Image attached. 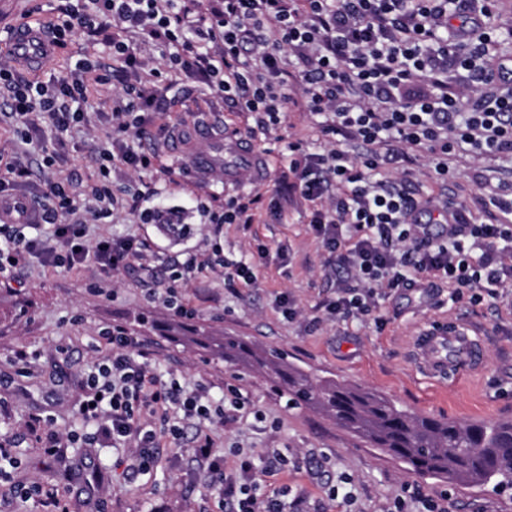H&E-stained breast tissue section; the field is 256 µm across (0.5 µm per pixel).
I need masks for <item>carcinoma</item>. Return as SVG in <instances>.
<instances>
[{
  "instance_id": "carcinoma-1",
  "label": "carcinoma",
  "mask_w": 512,
  "mask_h": 512,
  "mask_svg": "<svg viewBox=\"0 0 512 512\" xmlns=\"http://www.w3.org/2000/svg\"><path fill=\"white\" fill-rule=\"evenodd\" d=\"M169 332L227 363L264 371L277 390L326 416L372 448L400 459L415 473L450 482L512 487V419L486 425L408 414L386 396L332 379L314 381L283 358L259 350L239 336L215 339L203 327Z\"/></svg>"
}]
</instances>
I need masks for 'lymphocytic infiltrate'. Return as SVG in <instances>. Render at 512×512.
<instances>
[{
	"label": "lymphocytic infiltrate",
	"instance_id": "obj_1",
	"mask_svg": "<svg viewBox=\"0 0 512 512\" xmlns=\"http://www.w3.org/2000/svg\"><path fill=\"white\" fill-rule=\"evenodd\" d=\"M495 6L496 0H216L194 12L184 0H66L50 23L56 44L83 32L109 48L115 67L84 59L44 82L0 64L15 133L41 151L35 160L0 153V198H14L34 165H54L58 145L85 120L80 103L93 87L113 83L111 141L98 152L95 179L56 177L38 190L51 232L13 237L0 248V272L35 259L48 268H88L99 282L134 265L149 268L145 242L114 235L93 240L88 227L120 212L140 224L183 225V209L164 197L147 206L138 194L119 198L110 180L121 167L164 172L151 129L167 109L161 88L179 74L251 114L267 133L291 112L319 118L323 151H308L299 140L288 145V192L308 203L311 230L341 275L327 306L331 316L369 315L384 290L421 282L447 284L454 300L476 304L488 297L512 308V225L499 220L512 213V198L479 199L474 212L449 197L436 231L421 220L427 200L387 176L390 167L423 154L437 180L449 184L448 159L462 143L476 158L512 157V57L493 52ZM148 44L161 58L152 68L144 56ZM452 67L485 87L470 111L461 109L465 89L448 81ZM45 125L53 138L34 141ZM344 141L361 144L364 154L341 149ZM106 339L112 351L86 379L79 403L97 431L78 436L30 417L26 426L45 455L104 437L130 449L133 465L147 469L161 436L155 418L178 409L185 419L218 429L243 406L237 396L202 403L199 393L163 379L145 342L123 325ZM193 448L208 463L222 512H286L287 488L259 496L246 482L249 457L240 458L236 480L214 457L210 434H197Z\"/></svg>",
	"mask_w": 512,
	"mask_h": 512
}]
</instances>
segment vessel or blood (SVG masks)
I'll return each mask as SVG.
<instances>
[{
  "label": "vessel or blood",
  "instance_id": "1",
  "mask_svg": "<svg viewBox=\"0 0 512 512\" xmlns=\"http://www.w3.org/2000/svg\"><path fill=\"white\" fill-rule=\"evenodd\" d=\"M6 45L14 62L29 74H37L51 59L55 45L43 26L24 24L9 34ZM188 137L167 142L165 151L170 158L181 161L184 173L191 179L206 183L222 175L224 186L235 189L257 184L268 178L269 168L264 156L253 142L236 128H225L215 134L208 119L192 118ZM412 344L427 354L425 372L432 377L445 375L448 370L466 371L483 361V341L467 324L426 323L413 336Z\"/></svg>",
  "mask_w": 512,
  "mask_h": 512
}]
</instances>
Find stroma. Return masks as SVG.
I'll use <instances>...</instances> for the list:
<instances>
[{
	"label": "stroma",
	"mask_w": 512,
	"mask_h": 512,
	"mask_svg": "<svg viewBox=\"0 0 512 512\" xmlns=\"http://www.w3.org/2000/svg\"><path fill=\"white\" fill-rule=\"evenodd\" d=\"M104 48L75 33L60 47L57 62L40 80L66 73L77 60L103 59ZM165 96L170 106L163 124L173 126L198 108L221 114L249 130L246 115L234 112L205 85L177 75ZM268 149L270 176L249 187L259 195L251 224H213L189 210L191 231L177 238L157 224H136L131 216L91 225L90 236L131 234L148 241L156 255L152 273L133 266L118 279L92 285L87 271L55 272L39 265L0 274V439H11L20 461L10 478H0V512H45L39 498L20 496V484H52L63 494L69 512H216L208 489L209 472L192 450L197 431L184 423L180 443L161 440L156 462L146 471H129V451L99 441L93 448H69L62 458L42 455L26 433L29 415L53 418L62 431H94L95 422L78 412L82 384L105 349L103 332L120 324L142 336L161 374L173 375L187 390L220 398L236 390L246 399L237 422L213 431L214 453L232 474L242 456H250L260 491L288 489V512H391L404 499V512H422L421 499L438 501L445 512H512V489L495 483L473 485L420 475L399 459L369 447L319 411L292 404L277 392L266 374L230 365L167 335L170 323L205 326L214 334L230 333L253 345L284 354L312 377L333 379L382 393L409 413L461 424L512 419V311L486 301L452 302L446 286L414 292L392 290L376 299L370 315L331 319L325 309L336 295V276L309 226V207L298 203L274 220L269 209L288 173L287 144L320 143L308 115L289 113L276 136L254 133ZM106 140L101 127L79 132L60 150L53 168L35 170L28 191L43 180H88L97 172L95 157ZM113 190L134 193L143 186L167 188L169 204L181 205L188 179L177 170L137 174L121 168L111 174ZM217 252L227 263H255L257 286L228 283L205 269L193 272L182 297L195 309L178 320L164 301L170 269L188 252ZM295 309L287 317L284 307ZM455 319L470 324L484 342L481 369L437 380L423 370V353L410 339L426 321ZM29 352L27 364L16 351ZM288 455V470L274 471V453ZM335 498H328V491Z\"/></svg>",
	"instance_id": "1"
}]
</instances>
